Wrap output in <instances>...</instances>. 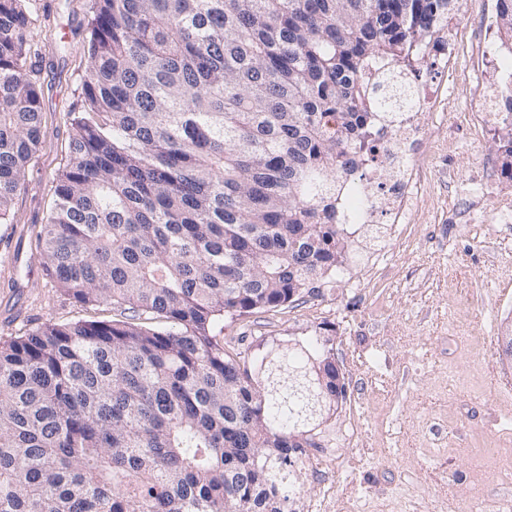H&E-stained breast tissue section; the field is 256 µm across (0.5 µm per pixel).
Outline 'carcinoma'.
I'll use <instances>...</instances> for the list:
<instances>
[{
	"mask_svg": "<svg viewBox=\"0 0 512 512\" xmlns=\"http://www.w3.org/2000/svg\"><path fill=\"white\" fill-rule=\"evenodd\" d=\"M457 0H94L37 249L75 302L0 344V512H292L332 399L313 360L240 370L214 328L295 301L353 241L339 201ZM512 44V0H497ZM30 0H0V223L42 132ZM158 315L166 330L138 313Z\"/></svg>",
	"mask_w": 512,
	"mask_h": 512,
	"instance_id": "1",
	"label": "carcinoma"
}]
</instances>
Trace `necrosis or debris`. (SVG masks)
I'll return each instance as SVG.
<instances>
[{
  "label": "necrosis or debris",
  "instance_id": "4bbe7bcc",
  "mask_svg": "<svg viewBox=\"0 0 512 512\" xmlns=\"http://www.w3.org/2000/svg\"><path fill=\"white\" fill-rule=\"evenodd\" d=\"M495 12H487L482 22L478 62L472 73L476 93L469 108V121L481 130L512 107L503 86L512 83V49L505 48L495 25ZM446 102L438 95H417L393 124L377 122L379 146L373 162L394 173L393 184L370 181L361 175L350 186L342 207L349 224H402L406 221L408 188L420 186L427 169L419 147L428 143L424 118L427 113L444 110Z\"/></svg>",
  "mask_w": 512,
  "mask_h": 512
}]
</instances>
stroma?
I'll list each match as a JSON object with an SVG mask.
<instances>
[{
    "label": "stroma",
    "mask_w": 512,
    "mask_h": 512,
    "mask_svg": "<svg viewBox=\"0 0 512 512\" xmlns=\"http://www.w3.org/2000/svg\"><path fill=\"white\" fill-rule=\"evenodd\" d=\"M92 0H32L27 38L38 54L42 140L29 160L9 223L0 224V343L52 321H109L113 305L83 306L46 275L36 249L53 187L64 170L89 62ZM486 0H458L466 32L451 67L422 77L454 88L455 107L427 117L431 179L402 236L355 243L336 279L297 301L219 322L226 351L252 361L270 347L333 337L345 396L315 432L300 502L321 512H459L470 489L512 503V483L477 480L472 454L512 452V362L498 330L512 321V223L492 216L512 182L484 185L485 161L507 142L496 120L474 139L464 109L473 97L471 51Z\"/></svg>",
    "instance_id": "stroma-1"
}]
</instances>
